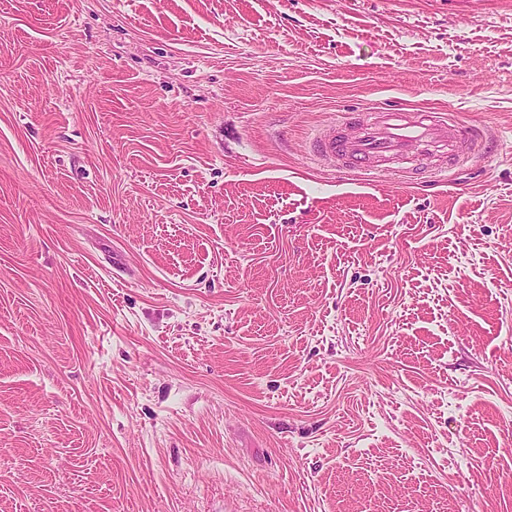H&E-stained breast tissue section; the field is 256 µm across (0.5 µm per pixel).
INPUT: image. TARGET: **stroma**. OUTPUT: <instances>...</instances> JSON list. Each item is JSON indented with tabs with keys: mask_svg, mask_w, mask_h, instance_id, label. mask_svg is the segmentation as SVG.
<instances>
[{
	"mask_svg": "<svg viewBox=\"0 0 512 512\" xmlns=\"http://www.w3.org/2000/svg\"><path fill=\"white\" fill-rule=\"evenodd\" d=\"M0 512H512V0H0ZM482 140L479 131L448 122L443 125L429 113L404 112L391 105L377 123L362 122L351 137H319L312 144L317 157L332 158L352 169H381L392 157L409 155L414 145H425L432 154L459 157Z\"/></svg>",
	"mask_w": 512,
	"mask_h": 512,
	"instance_id": "stroma-1",
	"label": "stroma"
}]
</instances>
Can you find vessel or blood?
Segmentation results:
<instances>
[{
  "instance_id": "vessel-or-blood-1",
  "label": "vessel or blood",
  "mask_w": 512,
  "mask_h": 512,
  "mask_svg": "<svg viewBox=\"0 0 512 512\" xmlns=\"http://www.w3.org/2000/svg\"><path fill=\"white\" fill-rule=\"evenodd\" d=\"M481 138L479 131L453 123L443 125L431 114L405 112L393 106L379 122L360 123L354 136L317 138L312 151L315 156L334 159L342 167L379 169L391 158L409 154L416 145L426 146L434 154L457 157L470 151Z\"/></svg>"
}]
</instances>
